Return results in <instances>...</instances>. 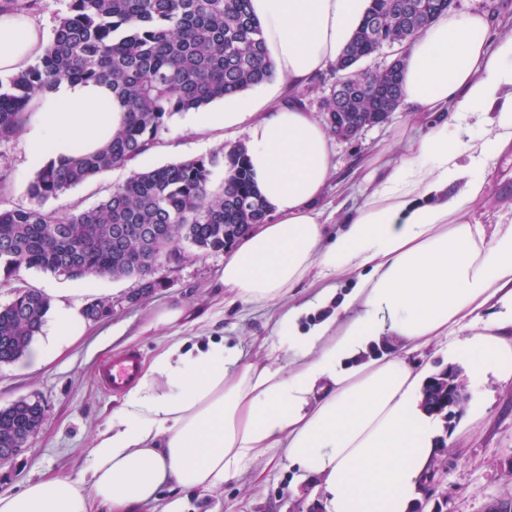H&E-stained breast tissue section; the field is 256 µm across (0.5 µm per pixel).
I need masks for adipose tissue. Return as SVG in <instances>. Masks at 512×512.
I'll return each instance as SVG.
<instances>
[{
	"label": "adipose tissue",
	"mask_w": 512,
	"mask_h": 512,
	"mask_svg": "<svg viewBox=\"0 0 512 512\" xmlns=\"http://www.w3.org/2000/svg\"><path fill=\"white\" fill-rule=\"evenodd\" d=\"M369 0H251L289 89L335 62ZM45 29L0 15V75L43 54ZM400 105L427 130L387 163L336 236L320 203L334 168L325 127L296 103L264 113L244 96L200 126H246L252 179L271 207L224 260L233 300L285 303L270 364L220 338H175L123 391L89 450V477L55 476L0 494V512H182L163 487L214 490L249 475L259 453H282L300 478L318 479L326 512H411L439 454L421 406L425 369L410 351L461 329L449 348L472 386L512 379V223H470L488 179L512 150V28L479 13L437 14L402 53ZM124 118L104 85L60 81L31 106L28 161L106 145ZM314 301L287 304L307 278ZM354 278L337 295L336 284ZM331 307L302 326L303 317ZM86 321L56 304L27 360L51 359ZM400 350L374 358L381 337Z\"/></svg>",
	"instance_id": "obj_1"
}]
</instances>
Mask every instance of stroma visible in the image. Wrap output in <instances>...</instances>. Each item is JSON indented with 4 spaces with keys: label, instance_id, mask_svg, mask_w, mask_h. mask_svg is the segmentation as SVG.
<instances>
[{
    "label": "stroma",
    "instance_id": "stroma-1",
    "mask_svg": "<svg viewBox=\"0 0 512 512\" xmlns=\"http://www.w3.org/2000/svg\"><path fill=\"white\" fill-rule=\"evenodd\" d=\"M403 112L387 121L364 128L352 137H332L334 159L329 185L321 202L329 233L341 230L346 218L371 190L366 179L371 168L399 159L405 143L419 136V129H404ZM245 127L205 128L191 123L190 113L174 115L157 144L138 158L147 169L209 155L220 147L247 142ZM35 171L27 163L23 137L0 143V206H28L26 194ZM129 171L115 168L82 184L48 208L66 212L87 209L126 179ZM512 214V161L503 160L488 191L469 216L474 224H495ZM185 257L162 268L160 287H146L143 280L110 277L96 279L86 292L85 279L67 278L40 270H24L19 276L0 273V305L12 301L18 285L50 290L52 303L71 301V289H83V302L93 296L112 298L111 312L87 321L83 336L64 347L61 355L40 367L25 360L0 364V409L19 400L39 401L43 420L27 447L13 460L0 465V493L19 490L24 484L59 472L74 476L87 471L88 451L98 428L117 407L121 396L101 388L98 366L127 351L150 360L173 336H221L242 344L248 362L263 365L275 339L280 308L274 304L236 303L224 300L220 277L224 252H202L185 246ZM179 306L183 319L173 325L154 324L155 314ZM491 400L483 420L469 425L457 420L441 428L446 450L435 464L437 494L446 496V512H485L495 498L512 494V380H490ZM314 480H303L279 455H265L243 480L225 482L219 490L182 492L185 512H326L315 491Z\"/></svg>",
    "mask_w": 512,
    "mask_h": 512
}]
</instances>
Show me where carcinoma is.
Wrapping results in <instances>:
<instances>
[{
  "mask_svg": "<svg viewBox=\"0 0 512 512\" xmlns=\"http://www.w3.org/2000/svg\"><path fill=\"white\" fill-rule=\"evenodd\" d=\"M446 0H370V6L334 65L349 92L324 102L325 121L338 112H393L401 98L402 58L389 67L352 74L376 50L413 43ZM275 74L251 0H69L58 15L44 54L25 70L0 78V142L15 137L34 98L66 79L107 84L126 109L112 141L92 153L38 169L27 186L30 205L0 208V268L8 274L37 269L69 278L106 274L160 285L154 262L182 244L220 251L262 224L269 207L253 184L247 147L134 170L97 205L64 216L45 208L71 189L153 148L167 121L239 95ZM227 176L215 190L213 168ZM50 300L19 287L0 307V364L23 357L42 332ZM112 298L94 299L85 317L104 314ZM38 402L0 409V439L23 449L42 422Z\"/></svg>",
  "mask_w": 512,
  "mask_h": 512,
  "instance_id": "obj_1",
  "label": "carcinoma"
}]
</instances>
